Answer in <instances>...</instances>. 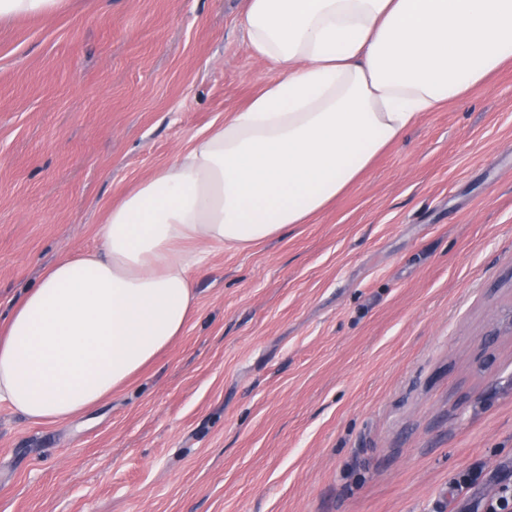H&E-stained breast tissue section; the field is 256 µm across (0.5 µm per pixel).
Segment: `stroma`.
<instances>
[{
  "label": "stroma",
  "mask_w": 512,
  "mask_h": 512,
  "mask_svg": "<svg viewBox=\"0 0 512 512\" xmlns=\"http://www.w3.org/2000/svg\"><path fill=\"white\" fill-rule=\"evenodd\" d=\"M245 4L0 22L1 315L274 77ZM194 277L184 336L98 407L35 424L0 404V512H480L512 478V65Z\"/></svg>",
  "instance_id": "obj_1"
}]
</instances>
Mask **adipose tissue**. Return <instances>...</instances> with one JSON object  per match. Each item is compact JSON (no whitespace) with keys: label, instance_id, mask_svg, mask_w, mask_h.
Returning <instances> with one entry per match:
<instances>
[{"label":"adipose tissue","instance_id":"1","mask_svg":"<svg viewBox=\"0 0 512 512\" xmlns=\"http://www.w3.org/2000/svg\"><path fill=\"white\" fill-rule=\"evenodd\" d=\"M277 75L113 205L0 323V402L36 423L124 388L198 311L194 271L306 224L427 112L512 63V0H246Z\"/></svg>","mask_w":512,"mask_h":512}]
</instances>
